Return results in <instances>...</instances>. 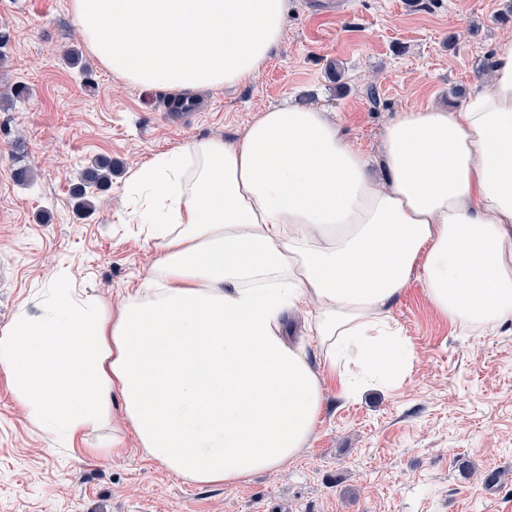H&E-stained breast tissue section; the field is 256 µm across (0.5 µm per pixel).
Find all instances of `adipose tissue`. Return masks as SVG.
<instances>
[{"label": "adipose tissue", "mask_w": 512, "mask_h": 512, "mask_svg": "<svg viewBox=\"0 0 512 512\" xmlns=\"http://www.w3.org/2000/svg\"><path fill=\"white\" fill-rule=\"evenodd\" d=\"M92 57L180 96L254 78L288 0H69ZM370 156L325 110L261 112L238 140H189L129 177L157 256L118 309L51 271L0 331V374L54 443L120 411L146 457L234 486L298 456L345 396L397 384L413 351L393 307L419 279L443 316L512 322V36L486 90L397 112ZM305 310L319 357L286 339Z\"/></svg>", "instance_id": "ef3b65f1"}]
</instances>
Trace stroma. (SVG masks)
<instances>
[{
    "instance_id": "35a3bbf8",
    "label": "stroma",
    "mask_w": 512,
    "mask_h": 512,
    "mask_svg": "<svg viewBox=\"0 0 512 512\" xmlns=\"http://www.w3.org/2000/svg\"><path fill=\"white\" fill-rule=\"evenodd\" d=\"M280 45L261 72L201 92L207 109L172 117L164 91L125 84L89 54L68 0H0V331L58 267L119 305L157 251L130 216L127 178L188 140L240 138L272 106L325 108L356 147L377 153L384 126L421 103L457 107L456 87L488 84L496 41L512 35V0H288ZM377 91L376 102L364 94ZM116 164L94 207L72 187L95 158ZM33 170L16 183L17 165ZM393 315L414 359L392 387L325 406L308 448L278 470L200 486L145 457L120 415L119 453L52 448L0 376V512H512V324L472 332L410 279ZM501 469L488 485V469Z\"/></svg>"
}]
</instances>
